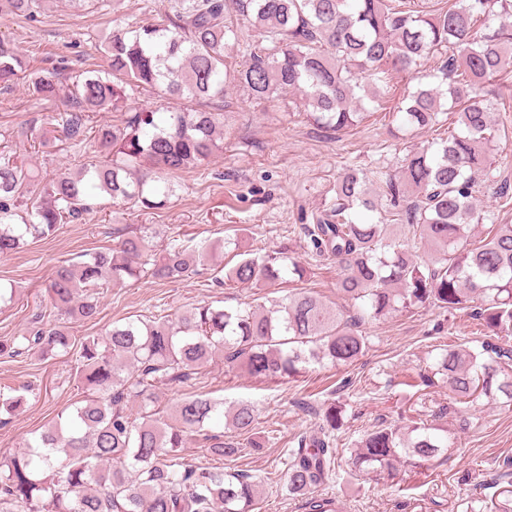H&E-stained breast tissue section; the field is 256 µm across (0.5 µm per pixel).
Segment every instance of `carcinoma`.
<instances>
[{
    "mask_svg": "<svg viewBox=\"0 0 512 512\" xmlns=\"http://www.w3.org/2000/svg\"><path fill=\"white\" fill-rule=\"evenodd\" d=\"M406 0H179L162 25L115 28L104 47V72L82 76L68 89L65 108L54 118L61 140L80 146L88 138L97 155L77 171L59 169L32 195L24 169L0 153V256L45 239L61 224L81 219L93 200L108 195L141 210L163 205L174 193L167 175L195 168L224 152L221 118L204 104L224 102L229 85L255 100L298 92L306 117L334 131L365 118L364 100L376 97L390 70L412 73L420 59L446 54L433 75L404 97L400 126L433 127L440 113L457 114L458 131L409 152L401 179L385 182L388 216H372L363 173L350 169L336 183V199L306 233L315 256L336 263L338 288L354 313L346 316L303 291L282 299L277 315L258 309L185 310L173 319L128 317L103 336L75 339L61 323H43L0 354H76L79 380L88 389L65 425L43 431L28 451L0 462V512H254L258 485L246 473L184 462L196 439L212 454L232 457L240 443L224 438V401L193 395L168 418L156 408L161 385L185 384L216 355L224 366L259 380L294 376L312 363L347 365L362 354L365 320L395 312L436 307L452 313L474 309L487 335L512 336V224H496L486 237L475 230L487 220L476 193L494 178L490 159L497 132L491 104L480 94L506 66L512 27L491 28L512 17V0H451L433 11L401 7ZM39 0H0V12L37 19ZM260 30L246 46L239 67L228 63L238 41L232 17ZM43 100L60 94L58 72L28 71L11 41L0 38V82L18 75ZM167 100L201 104L180 112L131 107L126 88ZM96 112H121L119 124L93 121ZM403 225L394 234L387 217ZM155 231L129 234L111 249L58 266L47 290L61 314L93 322L98 294L150 276L180 280L196 271L203 246L172 243L151 253ZM434 255L424 259L413 242ZM305 263L280 250L240 259L224 271V282L272 288L288 274L302 279ZM431 374L407 376L403 385L430 386L433 377L452 394L461 429L464 413L477 404L512 405V346L482 341L444 350ZM28 387L0 391V411L23 405ZM138 404L137 414L128 405ZM342 406L330 404L322 425L298 439L287 458L288 494L306 512H338L336 499L318 492L335 467L332 434ZM256 407L235 405L229 424L241 435L255 428ZM451 436L439 424H389L367 432L350 456L362 475L420 465L448 450Z\"/></svg>",
    "mask_w": 512,
    "mask_h": 512,
    "instance_id": "obj_1",
    "label": "carcinoma"
}]
</instances>
